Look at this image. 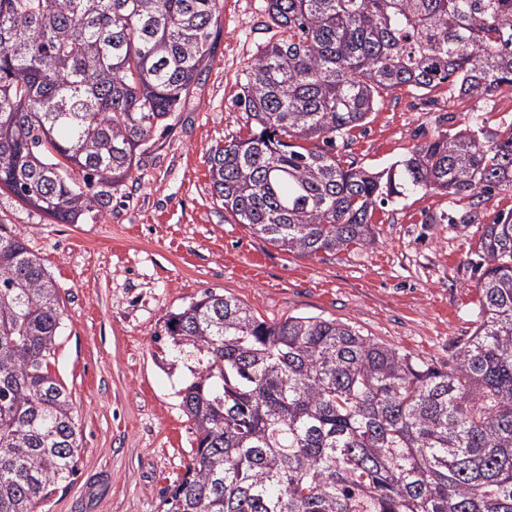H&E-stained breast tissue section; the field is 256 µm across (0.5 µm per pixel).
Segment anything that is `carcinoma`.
I'll list each match as a JSON object with an SVG mask.
<instances>
[{"instance_id":"1","label":"carcinoma","mask_w":512,"mask_h":512,"mask_svg":"<svg viewBox=\"0 0 512 512\" xmlns=\"http://www.w3.org/2000/svg\"><path fill=\"white\" fill-rule=\"evenodd\" d=\"M223 0H0V192L96 223L209 58ZM286 37L246 69L248 135L210 150L215 196L299 256L375 241L407 192L512 189V123L472 117L399 171L336 158L382 92L512 87V0H267ZM317 139L307 148L301 141ZM474 331L444 371L321 317L267 322L211 292L165 314L193 360L195 442L165 512H512V214L476 245ZM55 281L0 224V512H36L77 472L81 436L52 374Z\"/></svg>"}]
</instances>
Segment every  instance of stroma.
<instances>
[{
  "mask_svg": "<svg viewBox=\"0 0 512 512\" xmlns=\"http://www.w3.org/2000/svg\"><path fill=\"white\" fill-rule=\"evenodd\" d=\"M267 0H223L211 56L169 129L154 134L123 200L93 224H58L0 201L57 284L63 318L52 372L82 438L78 470L39 512H163L194 434L180 391L191 374L160 339L167 312L204 291L232 295L266 321L317 316L444 369L470 336L478 299L473 250L486 224L512 213V190L453 201L421 191L376 208V240L301 257L236 223L213 194L207 156L247 135L244 71L281 37ZM512 123V88L476 101L447 87L382 94L363 126L337 140L341 161L389 170L472 111ZM455 211L457 223L442 224Z\"/></svg>",
  "mask_w": 512,
  "mask_h": 512,
  "instance_id": "1",
  "label": "stroma"
}]
</instances>
